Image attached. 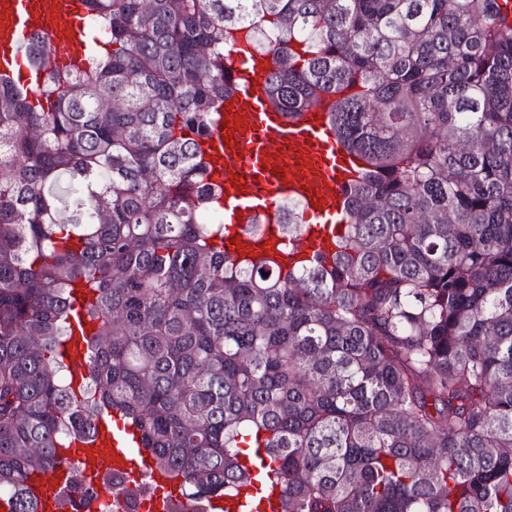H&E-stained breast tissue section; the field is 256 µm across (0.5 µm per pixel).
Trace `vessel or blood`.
<instances>
[{"mask_svg": "<svg viewBox=\"0 0 512 512\" xmlns=\"http://www.w3.org/2000/svg\"><path fill=\"white\" fill-rule=\"evenodd\" d=\"M86 0H0V77L20 78L29 91L38 83L24 65L26 47L42 42L60 64H82L86 45L81 27ZM231 63L237 83L225 101V117L215 118L202 150L208 173L224 202L229 249L247 260L268 259L281 267L312 258L315 251L336 249V236L347 209L346 190L360 179L366 161L337 142L329 124V103H322L296 119L277 112L268 97L269 57L235 53ZM231 142H224V135ZM296 201L307 223L292 249L282 247L280 215L275 202ZM262 218L260 233L245 227ZM94 441L59 449L61 462L53 474L31 482L30 490L43 512H55L53 497L69 477L72 466L109 468L116 473L133 470L134 455L142 454L134 429L119 433L106 419L96 421ZM280 490L254 499L241 494L213 500L208 512H279Z\"/></svg>", "mask_w": 512, "mask_h": 512, "instance_id": "obj_1", "label": "vessel or blood"}]
</instances>
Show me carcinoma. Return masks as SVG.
I'll return each instance as SVG.
<instances>
[{"label": "carcinoma", "instance_id": "1", "mask_svg": "<svg viewBox=\"0 0 512 512\" xmlns=\"http://www.w3.org/2000/svg\"><path fill=\"white\" fill-rule=\"evenodd\" d=\"M80 69L0 79V499L118 412L194 512H512V22L499 0H88ZM244 33L369 170L332 262L224 252L197 139ZM288 241L303 230L283 212ZM93 293L73 310L77 288ZM94 326L74 386L60 348ZM120 484L80 466L59 505ZM255 495V492L242 491L234 498H219L211 502L207 507L209 512H279L280 510V487H273L268 497L259 500L247 497Z\"/></svg>", "mask_w": 512, "mask_h": 512}]
</instances>
